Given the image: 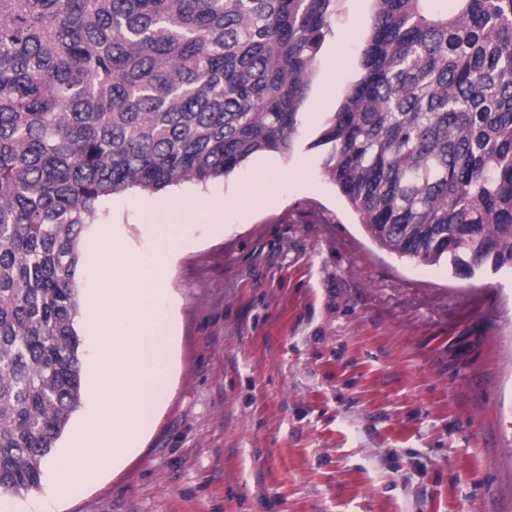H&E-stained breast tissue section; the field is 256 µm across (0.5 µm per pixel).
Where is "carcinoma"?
<instances>
[{"label":"carcinoma","mask_w":512,"mask_h":512,"mask_svg":"<svg viewBox=\"0 0 512 512\" xmlns=\"http://www.w3.org/2000/svg\"><path fill=\"white\" fill-rule=\"evenodd\" d=\"M338 0H0V493L81 402L80 240L101 202L287 155ZM314 146L381 247L512 269V0H374Z\"/></svg>","instance_id":"obj_1"}]
</instances>
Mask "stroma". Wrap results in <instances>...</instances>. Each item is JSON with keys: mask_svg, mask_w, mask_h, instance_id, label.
<instances>
[{"mask_svg": "<svg viewBox=\"0 0 512 512\" xmlns=\"http://www.w3.org/2000/svg\"><path fill=\"white\" fill-rule=\"evenodd\" d=\"M373 0H338L290 154L105 199L81 241L82 400L96 404L95 251L159 249L150 202L205 204L169 272L175 381L135 452L21 512H512V274L454 276L376 245L316 146L361 74ZM274 177L262 184L263 174ZM254 189V203L234 199Z\"/></svg>", "mask_w": 512, "mask_h": 512, "instance_id": "1", "label": "stroma"}]
</instances>
